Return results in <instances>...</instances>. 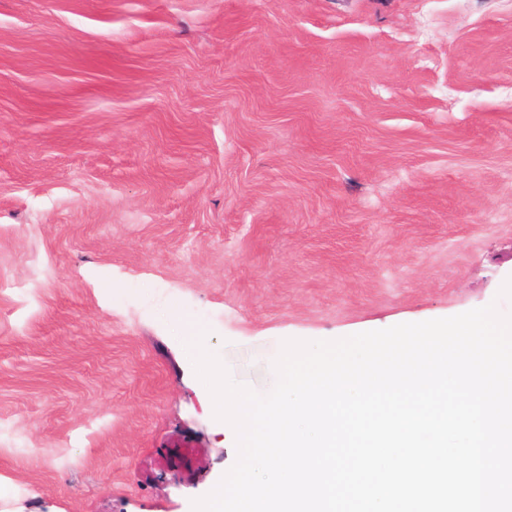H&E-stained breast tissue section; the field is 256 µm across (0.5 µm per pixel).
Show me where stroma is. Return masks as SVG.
<instances>
[{"label":"stroma","instance_id":"1","mask_svg":"<svg viewBox=\"0 0 512 512\" xmlns=\"http://www.w3.org/2000/svg\"><path fill=\"white\" fill-rule=\"evenodd\" d=\"M511 277L512 0H0V512L215 488L181 321L265 393Z\"/></svg>","mask_w":512,"mask_h":512}]
</instances>
